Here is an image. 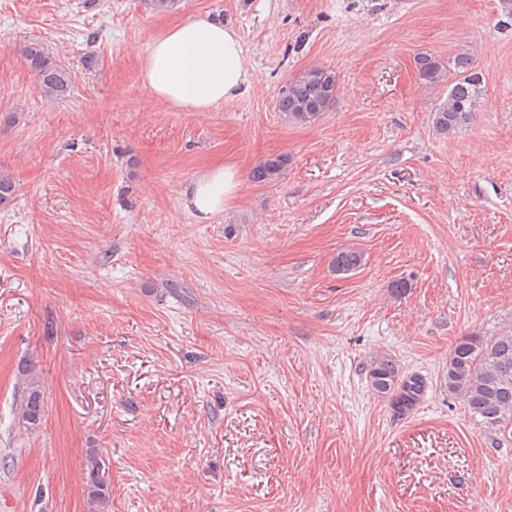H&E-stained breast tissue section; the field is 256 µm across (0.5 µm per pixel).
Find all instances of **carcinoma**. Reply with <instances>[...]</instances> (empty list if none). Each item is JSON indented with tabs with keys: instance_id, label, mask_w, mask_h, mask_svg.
<instances>
[{
	"instance_id": "carcinoma-1",
	"label": "carcinoma",
	"mask_w": 512,
	"mask_h": 512,
	"mask_svg": "<svg viewBox=\"0 0 512 512\" xmlns=\"http://www.w3.org/2000/svg\"><path fill=\"white\" fill-rule=\"evenodd\" d=\"M23 56L30 71L40 81L45 95L59 101L68 97L70 73L38 42L23 46ZM420 78L431 85L448 83V98L433 113L437 133L453 136L469 125L484 104V76L474 66L467 52L458 53L441 62L423 54L417 58ZM337 75L327 67H309L290 77L280 89L275 109L287 121L307 124L331 110L336 103ZM288 164V156L268 157L249 172L251 181L269 184L278 181ZM363 253L356 248H344L332 259V269L338 274L352 272L363 263ZM26 393L20 407V419L33 429L45 412L44 393L35 368L26 369ZM366 377L373 393L388 401L393 415L402 417L413 411L428 388L427 378L407 373L393 357L380 356L366 368ZM448 393L460 398L471 416L487 428L512 424V332L491 338L469 334L460 337L450 351L443 375ZM88 490L90 501L103 509L110 498L106 465L89 458Z\"/></svg>"
}]
</instances>
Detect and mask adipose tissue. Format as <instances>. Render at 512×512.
I'll list each match as a JSON object with an SVG mask.
<instances>
[{
	"label": "adipose tissue",
	"instance_id": "adipose-tissue-1",
	"mask_svg": "<svg viewBox=\"0 0 512 512\" xmlns=\"http://www.w3.org/2000/svg\"><path fill=\"white\" fill-rule=\"evenodd\" d=\"M143 84L159 101L189 112H207L239 96L248 83L240 39L210 16L168 27L151 37L142 59ZM238 168L218 163L203 169L183 190L201 218L222 212L237 192Z\"/></svg>",
	"mask_w": 512,
	"mask_h": 512
}]
</instances>
